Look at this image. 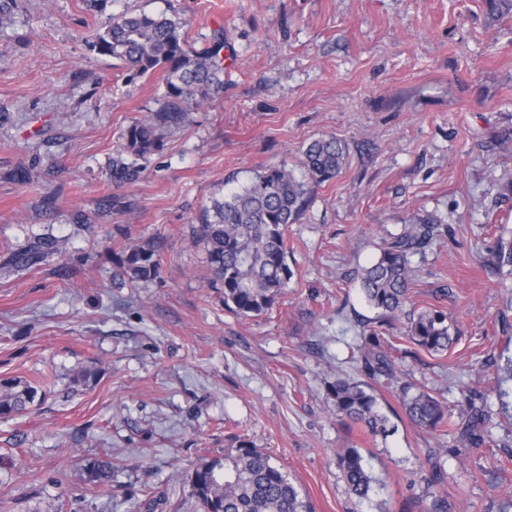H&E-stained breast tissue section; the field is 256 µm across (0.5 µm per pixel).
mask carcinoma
Listing matches in <instances>:
<instances>
[{
  "label": "carcinoma",
  "instance_id": "obj_1",
  "mask_svg": "<svg viewBox=\"0 0 512 512\" xmlns=\"http://www.w3.org/2000/svg\"><path fill=\"white\" fill-rule=\"evenodd\" d=\"M184 26L181 19L164 12H130L103 25L88 41L90 51L123 61L130 81L162 73L158 107L132 123L124 134L125 150L131 156L144 157L160 150L163 131L180 126L189 112L224 91L225 38L195 51L187 44ZM345 162V145L339 140L316 139L302 151V178L284 164L270 166L242 190L214 198L205 206L197 238L205 249L212 283L224 288L225 307L250 318L275 305L293 276L286 244L288 225L297 223L304 213L311 186L334 178ZM436 223L434 218L417 219L361 272L368 303L384 320L406 316L401 339L429 353L444 352L457 341L443 309L406 310L412 277L408 256L433 240ZM54 249L55 244L38 241L15 265L28 266ZM115 263L122 278L131 284L154 280L161 273V256L153 246L125 247L117 253ZM357 348L369 377L394 384L402 409L414 425L431 433L445 424L451 427L448 455L462 463L471 449L486 444L492 414L477 404V393H462V411L455 417L438 398L403 380L393 356L394 344L380 340L375 332H364ZM38 392L27 382L0 380V418L9 419L26 410ZM328 397L342 423L361 426L372 436L387 432V419L378 411L371 384L338 378L329 385ZM336 464L350 494L367 497L374 479L364 466L361 449H338ZM419 468L431 497L428 512H455L448 492L439 490L444 477L437 453L426 449ZM85 471L87 481L97 485L112 481V463L108 461L93 460ZM190 487L200 512H315L307 494L272 456L240 436L236 446L224 450V459L198 463Z\"/></svg>",
  "mask_w": 512,
  "mask_h": 512
}]
</instances>
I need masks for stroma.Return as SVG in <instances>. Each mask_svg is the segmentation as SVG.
Masks as SVG:
<instances>
[{
    "mask_svg": "<svg viewBox=\"0 0 512 512\" xmlns=\"http://www.w3.org/2000/svg\"><path fill=\"white\" fill-rule=\"evenodd\" d=\"M176 14L189 45L223 32L224 92L167 131L117 182L123 134L163 91L128 81L125 64L90 53L107 17ZM347 162L317 186L287 230L294 272L277 304L243 319L224 306L197 242L213 197L273 165L299 167L319 138ZM512 12L484 0H17L0 29V379L56 382L40 403L0 419V512H198L190 477L241 435L306 491L315 512H427L412 481L435 435L377 385L385 437L346 430L327 398L336 377L363 379L358 335L375 326L358 274L411 219L439 226L411 254L415 311L438 304L458 343L399 353L404 380L450 412L476 391L494 414L466 465L441 456L456 512H499L512 498V380L484 368L512 357ZM57 243L28 270L13 258ZM152 245L158 280L114 279L113 254ZM448 290L436 300L437 288ZM361 448L375 479L352 496L337 449ZM95 459L112 485L87 482Z\"/></svg>",
    "mask_w": 512,
    "mask_h": 512,
    "instance_id": "obj_1",
    "label": "stroma"
}]
</instances>
